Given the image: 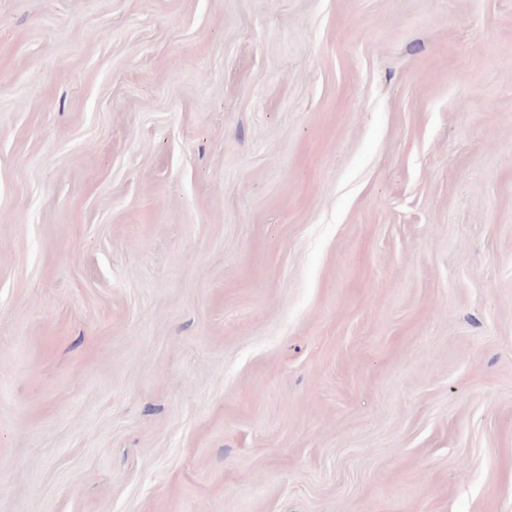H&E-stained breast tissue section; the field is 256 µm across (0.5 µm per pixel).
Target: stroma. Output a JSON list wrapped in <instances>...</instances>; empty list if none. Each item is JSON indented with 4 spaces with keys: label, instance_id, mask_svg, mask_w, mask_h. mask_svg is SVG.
<instances>
[{
    "label": "stroma",
    "instance_id": "1",
    "mask_svg": "<svg viewBox=\"0 0 512 512\" xmlns=\"http://www.w3.org/2000/svg\"><path fill=\"white\" fill-rule=\"evenodd\" d=\"M0 512H512V0H0Z\"/></svg>",
    "mask_w": 512,
    "mask_h": 512
}]
</instances>
